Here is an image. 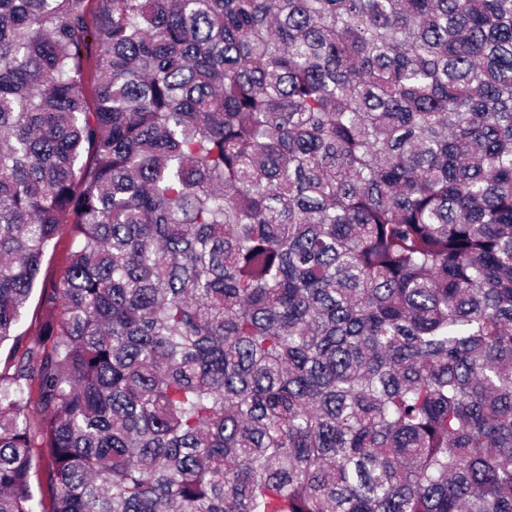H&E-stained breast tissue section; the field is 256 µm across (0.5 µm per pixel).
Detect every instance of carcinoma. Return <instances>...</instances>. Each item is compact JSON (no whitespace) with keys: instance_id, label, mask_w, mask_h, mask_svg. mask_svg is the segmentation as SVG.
Segmentation results:
<instances>
[{"instance_id":"carcinoma-1","label":"carcinoma","mask_w":512,"mask_h":512,"mask_svg":"<svg viewBox=\"0 0 512 512\" xmlns=\"http://www.w3.org/2000/svg\"><path fill=\"white\" fill-rule=\"evenodd\" d=\"M104 2L0 0V512H512V0ZM70 250V237L64 232L49 248L48 254L51 255V262L47 269L49 277H57L65 270L69 262ZM40 293V288L35 289L18 329V333L24 335L25 342L40 337V319L43 317V311L40 307Z\"/></svg>"}]
</instances>
